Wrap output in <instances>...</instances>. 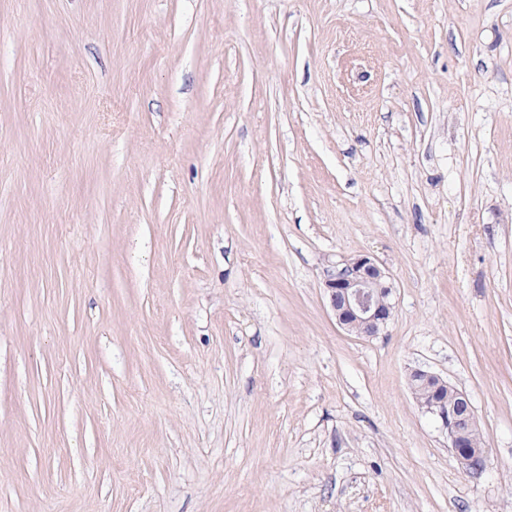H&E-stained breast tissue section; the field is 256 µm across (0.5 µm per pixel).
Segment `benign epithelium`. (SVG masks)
Returning <instances> with one entry per match:
<instances>
[{"label":"benign epithelium","instance_id":"benign-epithelium-1","mask_svg":"<svg viewBox=\"0 0 512 512\" xmlns=\"http://www.w3.org/2000/svg\"><path fill=\"white\" fill-rule=\"evenodd\" d=\"M330 306L338 324L359 337L372 338L380 334L390 321L394 304L388 275L375 259L359 255L335 263L324 280ZM412 390L429 386L431 400L423 407L437 416L448 430V447L462 468L472 474L483 471L488 448H472L469 441L479 431L476 411L469 395L457 392V405L448 407L441 397V388L449 386L438 375L422 369L410 373Z\"/></svg>","mask_w":512,"mask_h":512}]
</instances>
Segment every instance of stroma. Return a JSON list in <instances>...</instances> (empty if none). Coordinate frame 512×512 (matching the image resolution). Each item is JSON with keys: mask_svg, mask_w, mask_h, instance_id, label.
Here are the masks:
<instances>
[{"mask_svg": "<svg viewBox=\"0 0 512 512\" xmlns=\"http://www.w3.org/2000/svg\"><path fill=\"white\" fill-rule=\"evenodd\" d=\"M0 512H512V0H0ZM388 278L367 255L342 260L327 270L324 288L338 324L359 337L378 336L394 309ZM410 384L416 397V391L429 386L433 389L431 400L421 404L427 412L437 416L448 430V446L456 455L462 468L472 474L483 471L489 448H470V438L479 431L476 411L469 395L457 392V405L448 409L447 398L440 399L442 387L450 384L438 375L422 369H414L410 373Z\"/></svg>", "mask_w": 512, "mask_h": 512, "instance_id": "stroma-1", "label": "stroma"}]
</instances>
